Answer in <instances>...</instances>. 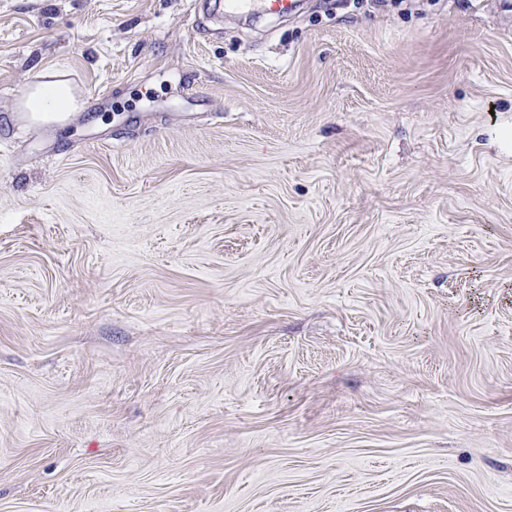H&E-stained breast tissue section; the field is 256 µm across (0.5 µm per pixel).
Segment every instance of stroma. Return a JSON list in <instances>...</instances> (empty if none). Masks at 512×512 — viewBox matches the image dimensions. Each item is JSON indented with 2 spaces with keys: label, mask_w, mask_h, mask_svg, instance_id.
Wrapping results in <instances>:
<instances>
[{
  "label": "stroma",
  "mask_w": 512,
  "mask_h": 512,
  "mask_svg": "<svg viewBox=\"0 0 512 512\" xmlns=\"http://www.w3.org/2000/svg\"><path fill=\"white\" fill-rule=\"evenodd\" d=\"M209 13L0 0V512H512L499 0ZM26 108L28 112L13 114L14 125H42L44 122L35 112L42 113V119L45 115L53 114L57 117L58 113H61L58 118L66 121L69 118L68 112H77L80 106L66 82L49 81L36 85L28 97Z\"/></svg>",
  "instance_id": "1"
}]
</instances>
